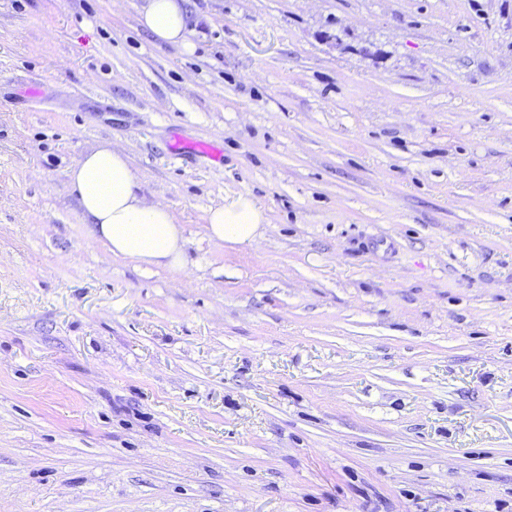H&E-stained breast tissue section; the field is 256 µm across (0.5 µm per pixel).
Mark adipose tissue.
Segmentation results:
<instances>
[{
	"instance_id": "obj_1",
	"label": "adipose tissue",
	"mask_w": 512,
	"mask_h": 512,
	"mask_svg": "<svg viewBox=\"0 0 512 512\" xmlns=\"http://www.w3.org/2000/svg\"><path fill=\"white\" fill-rule=\"evenodd\" d=\"M140 22L157 42L187 43L188 22L180 0H145ZM67 177L96 238L113 255L145 266L184 267L186 240L181 225L169 206L147 203L140 195L127 156L99 144L80 155ZM264 221L261 205L242 195L208 210L205 235L216 242L249 246L256 242Z\"/></svg>"
}]
</instances>
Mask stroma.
<instances>
[{"label":"stroma","instance_id":"stroma-1","mask_svg":"<svg viewBox=\"0 0 512 512\" xmlns=\"http://www.w3.org/2000/svg\"><path fill=\"white\" fill-rule=\"evenodd\" d=\"M143 4L0 0V512H512V0ZM102 142L184 270L93 238ZM140 22L158 43L191 48L187 41L188 22L181 0H144ZM264 210L250 196L241 195L226 205L210 208L205 217L209 240L233 246H249L260 236Z\"/></svg>","mask_w":512,"mask_h":512}]
</instances>
